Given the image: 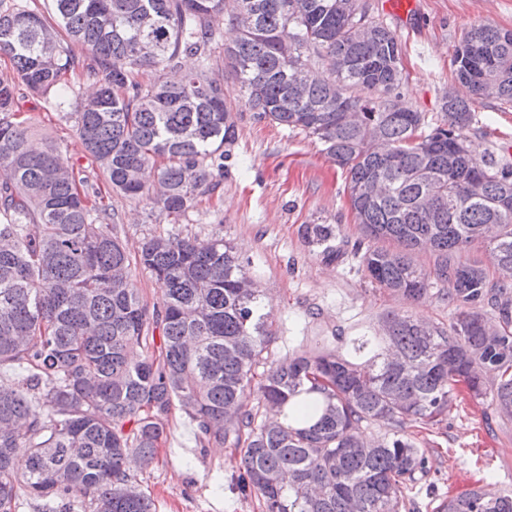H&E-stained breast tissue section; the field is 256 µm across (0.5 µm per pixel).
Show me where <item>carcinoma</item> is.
I'll return each instance as SVG.
<instances>
[{
  "label": "carcinoma",
  "mask_w": 512,
  "mask_h": 512,
  "mask_svg": "<svg viewBox=\"0 0 512 512\" xmlns=\"http://www.w3.org/2000/svg\"><path fill=\"white\" fill-rule=\"evenodd\" d=\"M54 19L0 7V55L26 89L63 111L74 47L90 54L95 96L76 106V134L113 192L166 216L197 206L224 176L236 141L233 108L211 67L214 19L237 29L223 63L242 105L316 138L346 172L365 240L358 269L406 299L441 283L454 317L422 324L384 317V335L331 337L317 352L267 361L273 340L257 291L222 238H146L136 263L161 284L148 306L100 194L60 147H31L15 121L16 89L0 80V512L48 499L51 512H154L131 455L158 460L175 409L199 447L239 451L237 488L264 512H408V488L427 475L409 437L440 425L464 385L512 422V278H489L459 254L481 240L495 268L512 271V166L467 147L474 113L443 98L444 119L392 109L402 46L362 0H52ZM201 68L150 83L139 70ZM456 77L478 99L512 104V31L482 25L454 51ZM388 193L366 199L363 184ZM304 238L343 254L331 224ZM428 245L434 264L413 253ZM389 432L365 443L355 428ZM27 449L20 470L15 451ZM438 512H512V492L477 486Z\"/></svg>",
  "instance_id": "cac0c4a2"
}]
</instances>
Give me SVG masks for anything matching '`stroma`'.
I'll return each mask as SVG.
<instances>
[{"label": "stroma", "mask_w": 512, "mask_h": 512, "mask_svg": "<svg viewBox=\"0 0 512 512\" xmlns=\"http://www.w3.org/2000/svg\"><path fill=\"white\" fill-rule=\"evenodd\" d=\"M372 15L399 36L403 47L400 91L409 108L431 122L442 120L446 93L465 96L455 78V46L473 27L512 30V0H416L417 12L406 25L385 11L384 0H366ZM224 94L238 107L233 157L217 190L179 219L152 213L149 205L109 192L105 202L116 231L130 254L152 235L221 238L231 243L249 276L271 308L275 339L268 357L277 360L298 349L312 351L326 336H373L385 314L399 312L416 319L448 322L453 307L437 294L410 301L376 289L363 277L353 255L326 261L318 246L308 244L302 227L332 224L338 239L355 243L362 236L346 191V173L327 157L321 144L241 108L232 77ZM469 133L476 155L494 154L512 165V106L492 99L476 101ZM20 116L30 119L36 141L49 138L61 148L89 184L104 186L96 165L76 136L74 119L63 118L45 97L21 91ZM493 412L485 402H453L443 424L411 428L427 461V476L409 488L413 512H434L439 502L474 488L512 490V423L491 426ZM142 489L156 512H262L257 498L244 497L234 484L241 472L240 455L229 447L199 449L194 425L176 413L167 426L158 463H132Z\"/></svg>", "instance_id": "stroma-1"}]
</instances>
